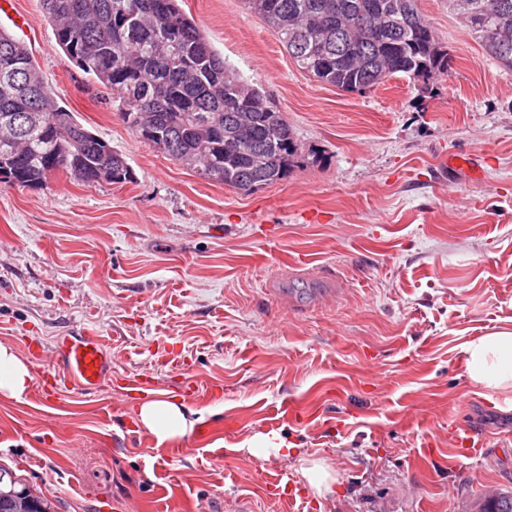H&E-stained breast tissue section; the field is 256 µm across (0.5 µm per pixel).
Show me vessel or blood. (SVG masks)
<instances>
[{
    "label": "vessel or blood",
    "instance_id": "vessel-or-blood-1",
    "mask_svg": "<svg viewBox=\"0 0 512 512\" xmlns=\"http://www.w3.org/2000/svg\"><path fill=\"white\" fill-rule=\"evenodd\" d=\"M51 364L45 385L53 391L62 382L86 392L112 382V354L100 336L87 330L56 337Z\"/></svg>",
    "mask_w": 512,
    "mask_h": 512
}]
</instances>
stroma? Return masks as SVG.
Listing matches in <instances>:
<instances>
[{"label": "stroma", "mask_w": 512, "mask_h": 512, "mask_svg": "<svg viewBox=\"0 0 512 512\" xmlns=\"http://www.w3.org/2000/svg\"><path fill=\"white\" fill-rule=\"evenodd\" d=\"M19 40L76 120L122 153L123 184L65 172L0 182V344L27 356L91 329L112 383L0 397V467L52 512H476L512 493V411L475 389L462 345L512 327V71L449 0H418L447 74L363 93L314 80L245 0H181L292 129L287 176L245 193L139 139L56 43L40 0ZM452 155L484 174L440 172ZM148 375L201 423L175 453L137 422ZM486 437L457 452V426ZM279 433L292 449L250 454ZM336 478L314 495L304 466ZM283 485L272 486L271 477Z\"/></svg>", "instance_id": "35a3bbf8"}]
</instances>
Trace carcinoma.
I'll list each match as a JSON object with an SVG mask.
<instances>
[{
    "mask_svg": "<svg viewBox=\"0 0 512 512\" xmlns=\"http://www.w3.org/2000/svg\"><path fill=\"white\" fill-rule=\"evenodd\" d=\"M485 53L512 69V0H449ZM315 80L363 93L401 73L430 79L448 53L417 0H246ZM56 41L144 141L204 179L250 192L284 179L297 148L288 122L262 89L240 77L186 17L178 0H40ZM132 179L125 157L59 105L27 48L0 29V181L38 189L64 171L93 184ZM0 512H48L12 473ZM479 512H512L493 493Z\"/></svg>",
    "mask_w": 512,
    "mask_h": 512,
    "instance_id": "obj_1",
    "label": "carcinoma"
}]
</instances>
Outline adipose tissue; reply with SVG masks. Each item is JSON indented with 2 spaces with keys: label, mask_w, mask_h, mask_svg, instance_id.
I'll list each match as a JSON object with an SVG mask.
<instances>
[{
  "label": "adipose tissue",
  "mask_w": 512,
  "mask_h": 512,
  "mask_svg": "<svg viewBox=\"0 0 512 512\" xmlns=\"http://www.w3.org/2000/svg\"><path fill=\"white\" fill-rule=\"evenodd\" d=\"M466 372L476 387L501 395L512 409V328L485 334L462 346ZM33 379L28 363L13 349L0 345V396L17 399ZM139 419L157 443L182 439L193 432L196 422L183 404L172 398H159L141 404Z\"/></svg>",
  "instance_id": "obj_1"
}]
</instances>
